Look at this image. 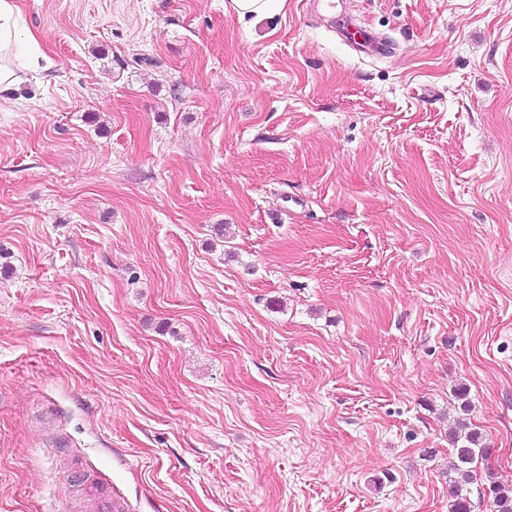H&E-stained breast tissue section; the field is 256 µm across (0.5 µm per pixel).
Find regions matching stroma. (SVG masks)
<instances>
[{"label":"stroma","instance_id":"1","mask_svg":"<svg viewBox=\"0 0 512 512\" xmlns=\"http://www.w3.org/2000/svg\"><path fill=\"white\" fill-rule=\"evenodd\" d=\"M0 512H448L512 488V0H20ZM375 34L356 53L341 26ZM285 3L286 0H225L224 10L244 21L280 13ZM454 458L448 466V483L452 501L449 504V512H472V504L466 494L462 492V485L468 484L473 478L472 464L476 458H485L489 454V448L483 444L482 436L471 428L467 418L457 419L454 431ZM84 512H125L127 504L119 496L113 495L112 490L107 493L93 492L87 498Z\"/></svg>","mask_w":512,"mask_h":512}]
</instances>
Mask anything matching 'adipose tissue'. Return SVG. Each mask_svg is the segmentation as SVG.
Wrapping results in <instances>:
<instances>
[{"label":"adipose tissue","mask_w":512,"mask_h":512,"mask_svg":"<svg viewBox=\"0 0 512 512\" xmlns=\"http://www.w3.org/2000/svg\"><path fill=\"white\" fill-rule=\"evenodd\" d=\"M20 20L19 0H0V103L15 95L27 69L39 66L38 41Z\"/></svg>","instance_id":"adipose-tissue-1"}]
</instances>
